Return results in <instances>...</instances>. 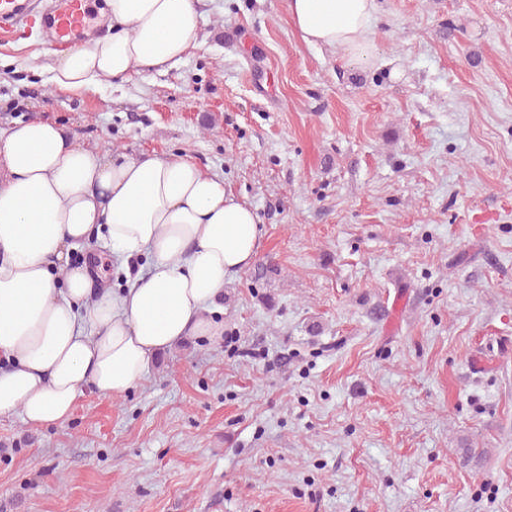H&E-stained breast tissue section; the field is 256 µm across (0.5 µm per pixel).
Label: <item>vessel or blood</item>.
I'll return each instance as SVG.
<instances>
[{
	"label": "vessel or blood",
	"instance_id": "vessel-or-blood-1",
	"mask_svg": "<svg viewBox=\"0 0 512 512\" xmlns=\"http://www.w3.org/2000/svg\"><path fill=\"white\" fill-rule=\"evenodd\" d=\"M93 0H0V32L10 34L33 20H40L52 44L89 38L103 27Z\"/></svg>",
	"mask_w": 512,
	"mask_h": 512
}]
</instances>
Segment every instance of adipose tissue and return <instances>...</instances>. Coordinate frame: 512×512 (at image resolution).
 I'll return each mask as SVG.
<instances>
[{
	"label": "adipose tissue",
	"mask_w": 512,
	"mask_h": 512,
	"mask_svg": "<svg viewBox=\"0 0 512 512\" xmlns=\"http://www.w3.org/2000/svg\"><path fill=\"white\" fill-rule=\"evenodd\" d=\"M112 31L54 53L61 90L119 86L196 45L197 0H106ZM302 40L363 61L376 0H286ZM102 244L82 265L71 254ZM255 211L171 153H102L40 117L0 131V416L62 423L79 395L118 397L189 339L220 340L225 282L259 249ZM137 266L121 292L105 259Z\"/></svg>",
	"instance_id": "ef3b65f1"
}]
</instances>
